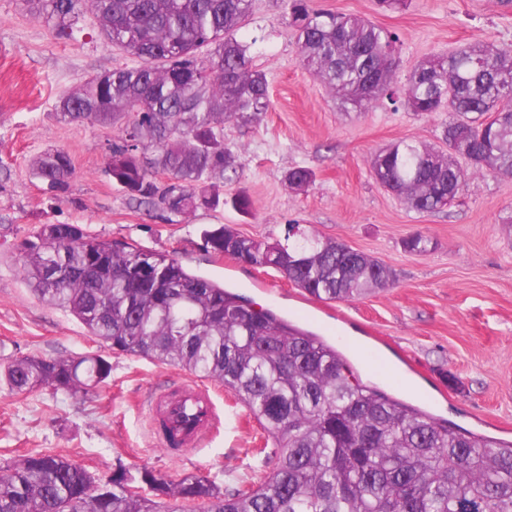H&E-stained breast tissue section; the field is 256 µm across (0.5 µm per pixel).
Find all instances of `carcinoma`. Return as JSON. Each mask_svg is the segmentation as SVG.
<instances>
[{
	"label": "carcinoma",
	"instance_id": "carcinoma-1",
	"mask_svg": "<svg viewBox=\"0 0 512 512\" xmlns=\"http://www.w3.org/2000/svg\"><path fill=\"white\" fill-rule=\"evenodd\" d=\"M62 38L92 15L103 40L132 63L98 73L63 96L62 117L120 125L107 172L133 200L185 216L218 206L224 121L268 111L266 74L237 37L251 0H25ZM304 65L344 101L375 104L397 66L395 36L357 16L290 0ZM405 107L444 112V151L399 140L375 152L378 183L418 213L451 204L475 176L512 177V49L471 43L421 61L401 90ZM153 148L146 160L142 151ZM63 191L75 168L62 151L35 163ZM157 174L169 177L160 186ZM312 172H288L294 188ZM43 224L24 240L20 274L37 298L73 316L115 353L180 367L214 380L265 433L268 469L225 491L203 475L177 481L119 464L102 481L51 453L0 467V512H66L99 489L92 512H512V442L460 432L364 381L336 347L271 309L203 276L173 254ZM206 249L272 268L319 301H349L393 284L392 272L347 244L310 232L292 241L246 237L228 225L203 231ZM430 240L403 241L409 253ZM99 355L27 356L4 367L17 393L53 385L86 391L110 376Z\"/></svg>",
	"mask_w": 512,
	"mask_h": 512
}]
</instances>
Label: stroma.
I'll return each mask as SVG.
<instances>
[{
    "label": "stroma",
    "instance_id": "stroma-1",
    "mask_svg": "<svg viewBox=\"0 0 512 512\" xmlns=\"http://www.w3.org/2000/svg\"><path fill=\"white\" fill-rule=\"evenodd\" d=\"M366 18L395 32L400 89L423 58L462 43L512 47V0H411L385 11L376 0H311ZM287 0H252L238 36L251 44L265 72L270 108L259 120L228 121L224 141L235 167L224 174V202L167 221L130 200L106 172L116 126L70 122L58 100L101 71L129 64L79 19L66 40L27 10L0 0V367L28 355L103 356L108 379L85 393L46 386L16 393L0 382V467L43 451L66 457L108 479L116 465H147L177 480L209 477L238 487L262 460L264 432L223 384L209 389L221 425L204 447L172 452L160 446L144 402L187 379L180 367L112 353L63 311L38 300L22 281L18 245L43 224H78L90 235L176 255L190 271L250 298L255 308L286 315L336 344L363 379L466 430L512 440V178L469 180L456 203L418 213L384 190L369 161L402 139L440 143L443 118L416 114L389 101L344 111L338 94L303 65L288 24ZM67 152L75 173L67 188L49 191L32 171L40 155ZM297 166L313 181L302 191L286 177ZM246 195L250 211L232 200ZM222 224L263 241L284 239L289 225L344 242L395 274L392 287L351 301L305 297L268 268L217 258L202 232ZM432 242L411 254L414 234Z\"/></svg>",
    "mask_w": 512,
    "mask_h": 512
}]
</instances>
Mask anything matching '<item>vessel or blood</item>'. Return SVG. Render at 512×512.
Instances as JSON below:
<instances>
[{"instance_id": "obj_1", "label": "vessel or blood", "mask_w": 512, "mask_h": 512, "mask_svg": "<svg viewBox=\"0 0 512 512\" xmlns=\"http://www.w3.org/2000/svg\"><path fill=\"white\" fill-rule=\"evenodd\" d=\"M153 418L178 435L182 447L197 448L218 423L217 408L206 388L183 384L178 393L160 392L150 399Z\"/></svg>"}]
</instances>
